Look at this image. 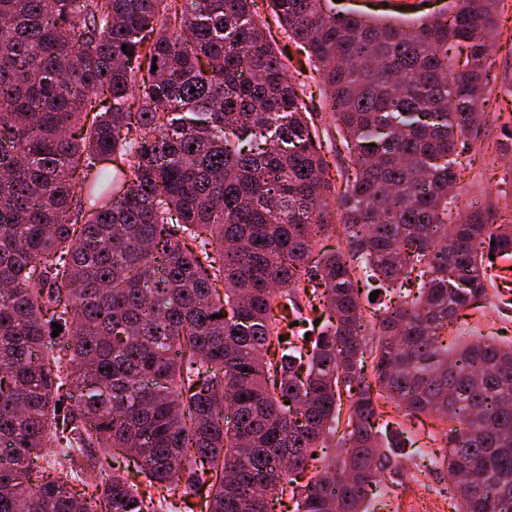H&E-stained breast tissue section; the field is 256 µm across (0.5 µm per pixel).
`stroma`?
<instances>
[{
	"label": "stroma",
	"instance_id": "35a3bbf8",
	"mask_svg": "<svg viewBox=\"0 0 512 512\" xmlns=\"http://www.w3.org/2000/svg\"><path fill=\"white\" fill-rule=\"evenodd\" d=\"M454 0H338V14L360 13L406 26L451 14ZM493 36L494 50L485 63L493 92L481 117L484 136L459 158L455 203L448 213L479 209L501 224L512 216V151L503 145L512 138L506 121L512 120V0H503ZM488 296L460 311L445 338L484 336L500 345L512 344V260L495 261L490 270ZM392 432L405 443L406 459L397 487L384 490L370 512H454L452 490L445 471L430 464L438 452L443 425L436 418H413L387 405Z\"/></svg>",
	"mask_w": 512,
	"mask_h": 512
}]
</instances>
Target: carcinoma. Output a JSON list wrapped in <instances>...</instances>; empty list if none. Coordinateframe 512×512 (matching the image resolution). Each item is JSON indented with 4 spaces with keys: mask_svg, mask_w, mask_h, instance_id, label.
<instances>
[{
    "mask_svg": "<svg viewBox=\"0 0 512 512\" xmlns=\"http://www.w3.org/2000/svg\"><path fill=\"white\" fill-rule=\"evenodd\" d=\"M328 2L0 0V512H158L208 470V512L287 492L367 512L398 474L381 448H402L381 397L452 423L432 464L456 512H512V346L440 340L488 295L490 256L512 258V224L443 221L501 0L411 30ZM267 13L351 155L334 192ZM394 286L366 316L362 290ZM319 308L317 335L288 332ZM344 393L342 450L314 466ZM47 448L66 465L35 467ZM95 448L137 458V479L75 491Z\"/></svg>",
    "mask_w": 512,
    "mask_h": 512,
    "instance_id": "carcinoma-1",
    "label": "carcinoma"
}]
</instances>
